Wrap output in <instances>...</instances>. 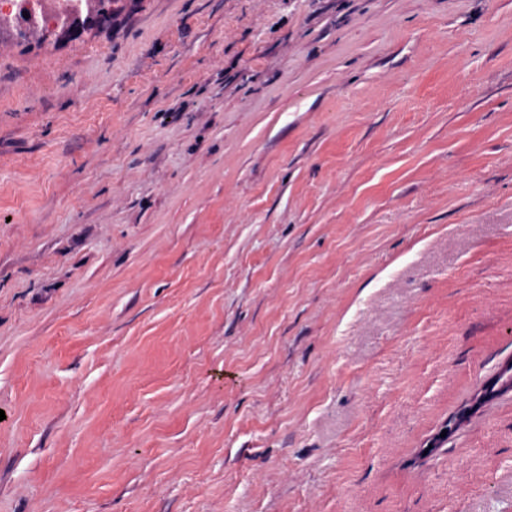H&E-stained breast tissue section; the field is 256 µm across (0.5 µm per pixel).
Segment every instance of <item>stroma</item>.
Returning <instances> with one entry per match:
<instances>
[{
	"mask_svg": "<svg viewBox=\"0 0 512 512\" xmlns=\"http://www.w3.org/2000/svg\"><path fill=\"white\" fill-rule=\"evenodd\" d=\"M111 8L0 24V512H512V0Z\"/></svg>",
	"mask_w": 512,
	"mask_h": 512,
	"instance_id": "35a3bbf8",
	"label": "stroma"
}]
</instances>
